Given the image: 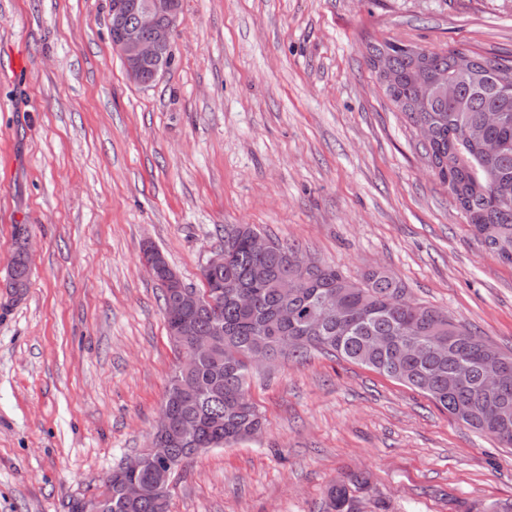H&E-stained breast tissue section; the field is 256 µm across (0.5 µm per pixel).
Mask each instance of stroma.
<instances>
[{"mask_svg": "<svg viewBox=\"0 0 512 512\" xmlns=\"http://www.w3.org/2000/svg\"><path fill=\"white\" fill-rule=\"evenodd\" d=\"M109 0H0V512H68L144 450L177 355L159 248L187 287L247 224L512 352V264L487 250L380 88L368 44L512 60V0H181L174 61L129 81ZM30 280L6 286L13 227ZM254 439L192 458L169 512L512 507V448L423 394L312 350L256 366ZM369 480L364 473L353 472L345 481L328 491L325 512H358L354 493L365 489Z\"/></svg>", "mask_w": 512, "mask_h": 512, "instance_id": "1", "label": "stroma"}]
</instances>
